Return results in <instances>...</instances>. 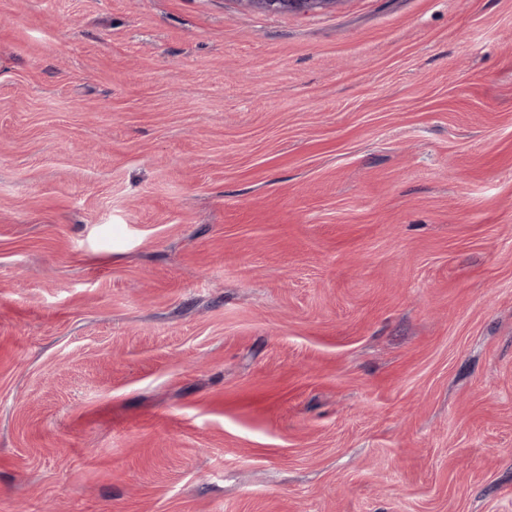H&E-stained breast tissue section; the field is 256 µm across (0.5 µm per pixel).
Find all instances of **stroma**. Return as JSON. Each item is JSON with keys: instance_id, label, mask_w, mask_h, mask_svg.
I'll return each mask as SVG.
<instances>
[{"instance_id": "35a3bbf8", "label": "stroma", "mask_w": 512, "mask_h": 512, "mask_svg": "<svg viewBox=\"0 0 512 512\" xmlns=\"http://www.w3.org/2000/svg\"><path fill=\"white\" fill-rule=\"evenodd\" d=\"M0 512H512V0H0ZM337 0H240L246 6L266 11H294L307 13L319 8H325Z\"/></svg>"}]
</instances>
